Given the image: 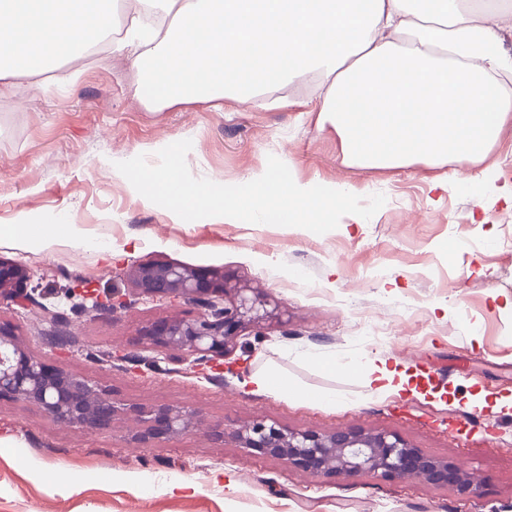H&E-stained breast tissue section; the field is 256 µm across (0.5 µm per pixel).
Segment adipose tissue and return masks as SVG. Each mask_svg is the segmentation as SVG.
Listing matches in <instances>:
<instances>
[{
    "instance_id": "ef3b65f1",
    "label": "adipose tissue",
    "mask_w": 512,
    "mask_h": 512,
    "mask_svg": "<svg viewBox=\"0 0 512 512\" xmlns=\"http://www.w3.org/2000/svg\"><path fill=\"white\" fill-rule=\"evenodd\" d=\"M167 19L159 31L143 7ZM117 31L114 0H0V96L17 76L55 71L101 43L131 59L142 104L168 108L251 101L295 75L318 74L311 104L334 127L343 158L376 169L417 162H484L512 121V51L500 0H129ZM28 250L111 247L65 216L0 229ZM376 394L406 390L409 374L375 360Z\"/></svg>"
}]
</instances>
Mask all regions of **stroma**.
Here are the masks:
<instances>
[{"label":"stroma","instance_id":"obj_1","mask_svg":"<svg viewBox=\"0 0 512 512\" xmlns=\"http://www.w3.org/2000/svg\"><path fill=\"white\" fill-rule=\"evenodd\" d=\"M74 85L41 90L20 77L0 98V226L58 214L112 246L30 252L0 245V258L34 274L50 318L0 307L28 350L143 407L186 405L192 431L161 446L131 442L133 425L64 427L36 407L0 399V512H512V206L463 193L474 166L417 163L395 169L345 165L335 129L303 111L307 75L217 112L205 103L155 111L134 95L120 55L62 61ZM196 138L193 176L216 183L284 155L301 180L384 194L371 218L349 214L318 235L269 224H176L113 180L101 156H123ZM440 189H433V182ZM168 261L217 268L278 306L246 331L223 369L177 351L143 347L141 327L201 306L136 295L126 272ZM126 304L111 309L113 290ZM108 304L93 310V300ZM53 329L70 347L47 346ZM380 358L417 371L416 392L378 396L357 372ZM274 370L295 398L254 393L243 381ZM263 416L291 429L357 426L390 431L411 446L464 465L480 485L466 498L414 479L311 477L219 439ZM236 486L227 489L225 477ZM188 490L170 493L173 480Z\"/></svg>","mask_w":512,"mask_h":512}]
</instances>
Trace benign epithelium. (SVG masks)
Segmentation results:
<instances>
[{"mask_svg":"<svg viewBox=\"0 0 512 512\" xmlns=\"http://www.w3.org/2000/svg\"><path fill=\"white\" fill-rule=\"evenodd\" d=\"M127 275L139 295L201 304L199 316L171 317L145 326L140 339L155 350H178L200 363L216 364L242 332L274 315L260 292L230 284L222 270L155 262L131 266ZM27 267L0 259V304L41 307ZM38 407L54 422L81 429L104 430L121 414L142 422L141 443L169 441L193 428L194 410L161 404L149 409L125 406L90 379L49 363L26 349L14 329L0 322V398ZM243 448L277 459L311 476L376 475L412 477L439 488H454L473 497L477 485L458 464L410 446L398 435L345 427L327 433L291 430L257 417L231 433Z\"/></svg>","mask_w":512,"mask_h":512,"instance_id":"7a95c632","label":"benign epithelium"}]
</instances>
